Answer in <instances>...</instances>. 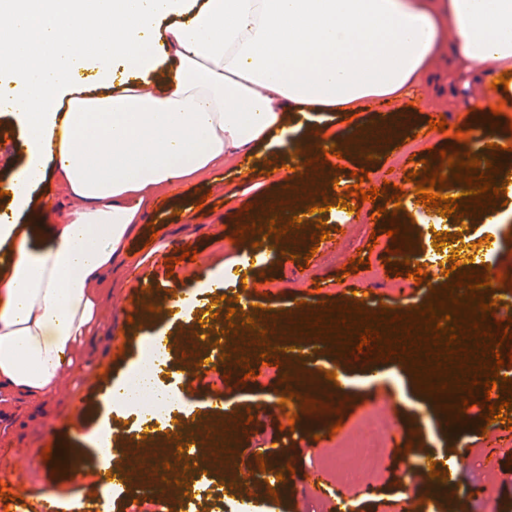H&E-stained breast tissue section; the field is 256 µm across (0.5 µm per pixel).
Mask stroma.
Instances as JSON below:
<instances>
[{"label":"stroma","instance_id":"stroma-1","mask_svg":"<svg viewBox=\"0 0 512 512\" xmlns=\"http://www.w3.org/2000/svg\"><path fill=\"white\" fill-rule=\"evenodd\" d=\"M469 74L459 75L456 90L439 97L431 89H424L425 101L419 111L407 112L396 117L395 107L381 100L371 102L367 110L359 112L361 124H384L394 127L395 133L388 142L372 146L370 153L352 150L344 153L342 170L324 166L316 186L317 191L328 197L345 192L356 184L355 171L374 168L375 173L363 182V189L382 186L389 181L411 190L406 182L408 172L419 168L430 150H440L452 144L451 134L430 130L429 118L445 119L448 124L468 128L473 115L468 108L475 86L469 83ZM276 147H266L257 154L239 158L224 168L211 173L206 184L211 196L205 200L193 224H185L176 215L174 203L157 208L153 222L158 235L152 245L135 239L136 250L152 248V267L156 300H163L170 285L183 282L188 270H195L198 281H205L212 270L210 258L218 254L228 263L247 264L250 272L247 282V302L251 317L265 321L275 320L277 325L289 324L300 319L302 307L295 295L310 282L327 283L321 299L326 304L354 305L355 289H372L374 298L365 304L366 312L380 311L382 305L395 307L397 313L428 303L435 289L446 284L442 267L448 264L452 254L481 256L486 247L481 240L487 234L482 218L470 215L461 219L440 216L437 210L425 209L421 203H413L410 211H399L400 223L415 222L425 227L440 225L442 231L453 234L463 232L462 249L445 245L435 249L433 244L424 247L423 261L429 281L415 284L403 277H388L377 282L369 274L370 266L380 265L392 244L391 237L382 233L388 227L387 217H376L377 208L385 206V198L365 202L356 218L345 220L341 206L312 214L309 225L298 229L293 239L275 241L263 235H247L245 241L234 244L229 240L238 225H264L265 218L259 206L262 197L276 196L292 200L295 192L287 188L278 177L269 175L271 162L276 161ZM331 231L332 239L312 243L311 236L317 226ZM380 231L379 240H372L373 231ZM318 245V252H311V245ZM198 251L200 259L194 268L178 264L167 268L166 258L177 256L182 246ZM372 247L368 265L350 275H343L342 267L350 259L359 258L360 248ZM133 290L117 284L112 299V311L105 329L109 340L99 344L88 358L87 369L92 379L77 375L73 379L71 393L61 401L49 404V416L28 409L18 415L7 446H0V458L19 457L15 470L19 473L21 495L57 492L69 496H82L89 480L88 472L97 468L100 460L91 445V437L98 422L109 413L108 390L113 380L123 377L137 360L142 343L148 335L167 332L175 341L195 329L204 335L222 337V350L231 353L237 336L228 334V322L216 318L213 297L199 294L198 306L190 321L150 322L132 318L130 305ZM260 346H250L246 353L248 368L227 371L224 363H217V372H229L220 393L225 403L235 408L249 410L252 420L246 432L235 435L231 451L212 467L224 479L222 490H207L196 495L194 502L184 504L176 488L161 490L158 497L143 498L129 486L110 490L113 512H243L245 506H261L263 512H327L330 506L329 489L335 483L330 471L322 469L320 457L315 454V435L332 424V417L312 424L299 419L293 429H282V420L274 410L282 397V376L312 375L313 371H329L344 374L348 382L344 394L349 411L348 431H361L374 422V416L385 406H392V431L398 432L396 441L388 443L383 480L372 481L350 489L345 512H400L399 499L404 495L419 494L423 485V464L427 457L441 454L449 448L460 446L468 449L464 461L447 470L451 485L449 493L431 501V512H512V430L506 425L512 418V409L504 410L501 421L485 424L479 413H472L470 420L454 436L442 435L433 412L421 401L422 393L409 371L408 365L397 357L389 361L351 362L336 352H321L309 357L307 350L298 349L295 357L285 360L282 366L273 368L263 365ZM174 370L165 372L163 384L181 393L191 404L185 419L186 425L198 427L214 423L209 413L208 401L213 388L208 378L189 377L187 359L174 353ZM254 369L253 378H246V369ZM56 441L82 461V471L46 472L37 458H26L24 449L42 450L48 441ZM287 451L292 473L286 474V492L279 498L269 497L263 484L257 483L260 466H276L279 451ZM319 472L322 484L311 491H293L297 474Z\"/></svg>","mask_w":512,"mask_h":512}]
</instances>
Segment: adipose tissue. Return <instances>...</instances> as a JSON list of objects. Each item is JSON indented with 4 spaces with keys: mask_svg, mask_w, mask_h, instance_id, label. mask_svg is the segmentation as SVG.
I'll use <instances>...</instances> for the list:
<instances>
[{
    "mask_svg": "<svg viewBox=\"0 0 512 512\" xmlns=\"http://www.w3.org/2000/svg\"><path fill=\"white\" fill-rule=\"evenodd\" d=\"M0 33L24 37L0 45V112L20 128L0 153V413L69 389L122 267L151 282L130 240L162 193L265 144L293 150L292 111L415 101L440 51L512 73V0H25L0 6ZM163 60L164 84L147 90ZM36 210L56 218L43 242ZM159 370L140 354L110 387L94 485L119 483L113 417L169 426L180 402Z\"/></svg>",
    "mask_w": 512,
    "mask_h": 512,
    "instance_id": "adipose-tissue-1",
    "label": "adipose tissue"
}]
</instances>
